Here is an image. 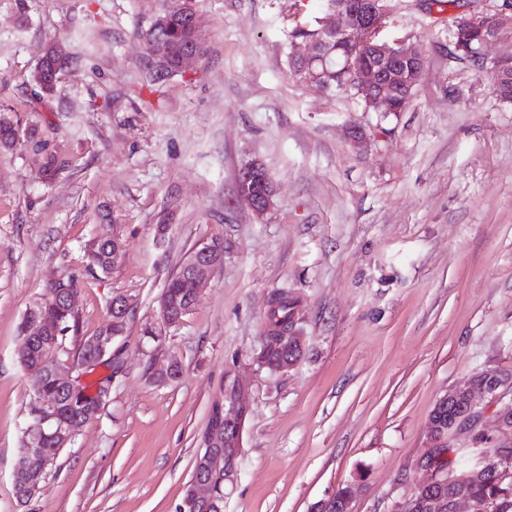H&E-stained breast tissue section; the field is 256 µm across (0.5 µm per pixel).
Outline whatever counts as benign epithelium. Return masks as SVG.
Returning <instances> with one entry per match:
<instances>
[{
	"instance_id": "1",
	"label": "benign epithelium",
	"mask_w": 512,
	"mask_h": 512,
	"mask_svg": "<svg viewBox=\"0 0 512 512\" xmlns=\"http://www.w3.org/2000/svg\"><path fill=\"white\" fill-rule=\"evenodd\" d=\"M389 0H335L329 6L322 20V31L318 36L305 37L306 52L293 55L299 72L313 84L329 85L331 79L342 80L351 75L347 87L352 95L362 98L366 105H382L387 112H401L400 97L412 95L424 69V61L419 46L407 40L389 43L381 38L390 15ZM179 8L188 17L189 25L181 39L172 41L159 30L167 23V18L157 16L151 28L142 35L144 54L143 66L154 75L170 77L183 73L187 65L201 56L197 43L200 32L197 11L189 0H178ZM456 34L460 37L458 49L467 53L482 54L484 46L499 38L487 29L486 15L473 11L454 16ZM56 61V69L49 79H44L45 62ZM67 58L64 49L57 43L46 46L38 61L34 84L41 86L49 81L59 80L61 66ZM491 64L506 85L512 80V58L498 57ZM237 191L239 198L259 217L266 215L275 204L276 186L265 168L251 162L244 165L238 174ZM213 242L196 245L185 259L184 268L193 296L201 292L205 276L218 265ZM194 304L181 305L168 295L160 303L161 322L174 325L182 321V316L192 311ZM130 300L119 296L112 300L114 323L126 320ZM25 336H44L58 329L37 315L35 306H30L24 315ZM299 318L293 317L288 326L287 343L277 369L285 371L299 362V353L304 350V336L298 327ZM45 362L57 384L74 388L83 381L77 375L79 366L62 358L56 345L48 343L43 348ZM224 430L213 428L205 442L207 453L203 460L202 472L193 477L187 486L191 512H204L215 505L212 477L224 472V478H231L234 467L228 464L223 452H237L242 445L244 421L249 406L244 399L241 381L231 372L224 374ZM484 395L502 404L496 413L494 431L504 442L512 443V402L503 403L504 398L512 397V379L503 377L497 370H485L472 377L466 386L455 388L440 396L430 414L429 445L416 462V468L426 472L427 477L412 483L404 497L399 512H488L485 502L470 496V488L480 482L489 467L490 458L481 449L472 451L469 464L457 475L450 477L438 470L430 461L437 448L448 445V438L466 434L472 425L482 419L477 410V395ZM57 401L44 394L40 397L38 415L42 418L40 427L45 428L56 418ZM81 426L59 427L52 432L58 446L64 448L79 434ZM54 463L46 449L29 441L22 456L17 460L15 472L46 476Z\"/></svg>"
}]
</instances>
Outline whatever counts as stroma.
I'll return each instance as SVG.
<instances>
[{
	"label": "stroma",
	"instance_id": "35a3bbf8",
	"mask_svg": "<svg viewBox=\"0 0 512 512\" xmlns=\"http://www.w3.org/2000/svg\"><path fill=\"white\" fill-rule=\"evenodd\" d=\"M165 6L0 0V111L41 142L0 153V512H176L230 370L250 414L224 512H312L345 483L351 512H396L424 476L436 399L512 371V104L448 41L449 16L490 0H390L383 38L425 55L402 112L290 75L291 34L315 27L325 0H198L202 56L148 85L140 34ZM51 40L77 58L42 99L31 75ZM254 160L277 187L261 219L237 195ZM111 231L124 260L91 272L86 247ZM212 239L223 262L163 325L166 280ZM61 275L85 334L113 297L130 299L123 367L23 506L12 471L35 393L19 326ZM280 289L301 302L305 350L271 371L255 357ZM169 358L180 378L152 383Z\"/></svg>",
	"mask_w": 512,
	"mask_h": 512
}]
</instances>
